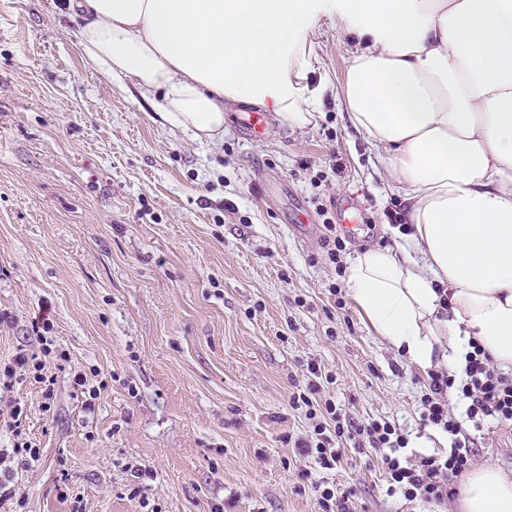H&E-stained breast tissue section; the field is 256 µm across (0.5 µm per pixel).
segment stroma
<instances>
[{
    "mask_svg": "<svg viewBox=\"0 0 512 512\" xmlns=\"http://www.w3.org/2000/svg\"><path fill=\"white\" fill-rule=\"evenodd\" d=\"M342 28L325 17L314 30L315 124L275 116L253 140L231 105L211 142L92 69L64 0H0V362L39 349L40 317L67 355L47 365L50 410L33 379L0 393V448L17 402L40 450L0 512H320V484L356 512H434L387 495L362 439L333 469L294 454L311 423L291 397L312 362L329 377L318 401L400 425L411 447L437 442L421 420L427 371L344 288L355 253L398 246L389 215L405 204L338 107ZM348 206L367 222L355 237L339 226ZM328 218L345 240L334 261ZM473 438L474 465L512 469L511 434L490 424ZM139 465L152 477L134 480Z\"/></svg>",
    "mask_w": 512,
    "mask_h": 512,
    "instance_id": "1",
    "label": "stroma"
}]
</instances>
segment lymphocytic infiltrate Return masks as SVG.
Listing matches in <instances>:
<instances>
[{"mask_svg": "<svg viewBox=\"0 0 512 512\" xmlns=\"http://www.w3.org/2000/svg\"><path fill=\"white\" fill-rule=\"evenodd\" d=\"M51 327L50 320H42L39 352L19 350L9 363L0 368V385L4 388H12L21 377L33 378L41 384L42 408L46 411L51 408L54 385L53 378L45 372L44 361L45 356L52 352L51 341L47 337ZM307 370L310 380L306 392L291 399L293 408L304 410L306 418L314 422L310 436L297 443L299 455L314 458L323 468L331 469L341 459L339 441L366 436L372 449L380 454L388 493L401 494L409 501L420 499L437 504L447 501L452 493L453 480L468 468L474 454L469 428L512 423V376L500 372L477 343L466 356L464 377L457 379L444 372L430 373L420 398L423 421L440 428L451 438L448 451L438 456H402L401 451L408 440L395 424L373 420L363 426L357 425L342 416L333 401L316 406L312 396L319 391L322 369L313 363ZM451 391L466 403L464 418H457L449 406L447 394Z\"/></svg>", "mask_w": 512, "mask_h": 512, "instance_id": "1", "label": "lymphocytic infiltrate"}]
</instances>
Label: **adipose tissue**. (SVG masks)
<instances>
[{"mask_svg":"<svg viewBox=\"0 0 512 512\" xmlns=\"http://www.w3.org/2000/svg\"><path fill=\"white\" fill-rule=\"evenodd\" d=\"M86 62L161 94L199 140L224 107L315 123L311 29L355 38L340 101L387 163L414 230L350 259L345 287L377 336L422 369L462 377L470 341L512 373V0H72ZM451 310H442L438 287ZM454 512H512V471L459 479Z\"/></svg>","mask_w":512,"mask_h":512,"instance_id":"obj_1","label":"adipose tissue"}]
</instances>
